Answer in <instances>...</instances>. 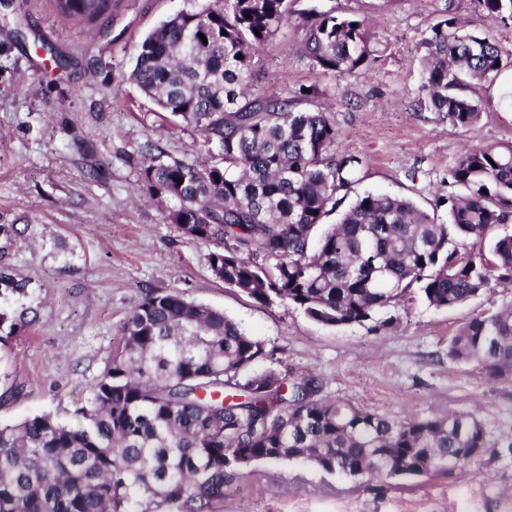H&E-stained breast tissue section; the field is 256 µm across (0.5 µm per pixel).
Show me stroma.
<instances>
[{"instance_id": "1", "label": "stroma", "mask_w": 512, "mask_h": 512, "mask_svg": "<svg viewBox=\"0 0 512 512\" xmlns=\"http://www.w3.org/2000/svg\"><path fill=\"white\" fill-rule=\"evenodd\" d=\"M205 0H112L107 32L65 20L53 0H0V263L29 282L0 308L26 312L27 326L0 342V424L48 412L71 421L102 375L142 288L172 290L223 310L275 353V365L313 374L325 394L401 417L450 410L480 417L501 446L465 472L407 485L352 480L299 463L260 466L226 488L213 512H512V381L494 382L475 364L448 359V340L471 319L512 301L489 288L440 309L420 294L393 308L372 331L328 327L285 302L261 304L216 279L211 245L181 238L164 206L137 196L148 145L166 158L210 163L220 150L172 117L130 78L142 40L164 20ZM321 9L366 19L384 51L370 69L314 75L297 55L301 29L289 27L259 53L252 93L313 85L330 108L337 154L360 157L356 196L388 193L446 214L448 170L472 144L512 148V24L478 0H318ZM456 13L467 31L487 34L504 64L470 85L481 116L471 129L417 110L428 28ZM53 47L64 67L49 61Z\"/></svg>"}]
</instances>
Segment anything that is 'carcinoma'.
<instances>
[{"label":"carcinoma","mask_w":512,"mask_h":512,"mask_svg":"<svg viewBox=\"0 0 512 512\" xmlns=\"http://www.w3.org/2000/svg\"><path fill=\"white\" fill-rule=\"evenodd\" d=\"M208 0L182 10L140 44L130 74L172 116L221 150L211 164L161 160L148 149L138 193L165 204L180 237L212 244L214 277L263 303L286 301L325 326L390 324L418 288L453 308L493 284L512 285V150L473 145L448 170L447 216L408 199L359 195L336 224L337 193L362 161L336 156V125L317 89L252 96L258 52L284 28L303 31L315 75L368 68L380 52L367 23L323 12L316 0ZM64 18L104 23L112 0H54ZM512 22V0H481ZM417 107L472 128L465 94L495 76L497 45L450 15L423 38ZM28 280L0 265V297ZM26 318L0 311V341ZM266 345L224 311L146 288L76 422L50 413L0 425V512H213L229 483L259 463L305 462L326 473L409 480L462 469L495 452L475 414L371 412L323 394L312 375L288 376ZM448 360L512 380V302L470 320Z\"/></svg>","instance_id":"carcinoma-1"}]
</instances>
